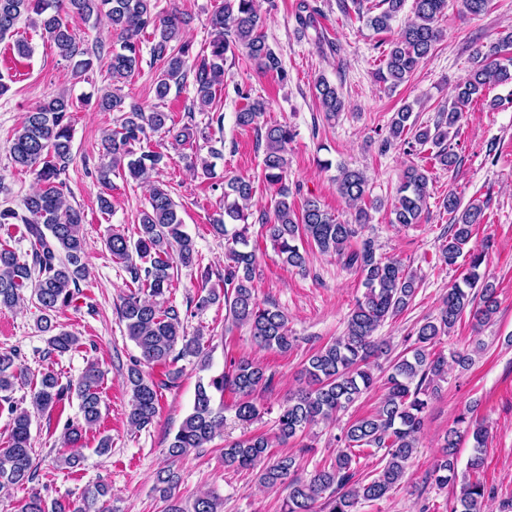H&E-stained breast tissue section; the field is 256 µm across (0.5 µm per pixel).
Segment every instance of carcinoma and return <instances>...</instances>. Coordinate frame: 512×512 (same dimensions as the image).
<instances>
[{"instance_id":"carcinoma-1","label":"carcinoma","mask_w":512,"mask_h":512,"mask_svg":"<svg viewBox=\"0 0 512 512\" xmlns=\"http://www.w3.org/2000/svg\"><path fill=\"white\" fill-rule=\"evenodd\" d=\"M406 0H382L386 8L375 15L358 13L365 25L376 32L392 28ZM156 0H0V38L15 31L24 20L38 29L54 45L58 54L71 67L72 75L80 77L92 69L94 62L108 56L107 69L112 86L100 90L96 106L104 112L121 113L118 127L104 134L103 156L108 164L98 171L99 180L109 182L110 174L121 170L134 181L147 180L159 170L163 154L132 149L149 134L164 132L174 146L193 144L197 137L208 139L206 131L192 123H177L167 112H149L137 103H126L122 84L142 62L139 37L152 29L151 62L161 66L154 87L155 97L165 99L175 85L192 84V105L204 111L210 107L217 89L224 84V62L227 54L242 50L264 73H274L280 81L287 80L282 60L268 44L263 31L264 18L256 0H222L208 18L211 39L209 55L188 64L192 44L183 39L187 19L172 11L165 16L155 12ZM413 16L401 25L397 37L388 43L385 67L379 79L396 88L406 82L429 57L442 31L438 19L448 10V0H413ZM77 14L104 23L115 41L112 49L83 48L68 16ZM319 10L299 0L295 20L297 31L305 34L316 28ZM512 32L498 38L486 48L475 50L476 65L456 85L454 101L448 112H440L434 126H421L412 119V108L402 107L392 117L389 138L399 140L409 150L430 144L437 148L434 159L444 169L459 162L454 147L448 144L450 134H458L463 109L485 95L487 89L499 84H512ZM315 96L327 118H334L344 108L336 85L321 78L314 85ZM245 107L236 113L241 127L258 126V118L266 110V101L245 93ZM76 104L70 94L62 91L46 99L23 117L14 130L9 155L12 163L35 176L38 190L22 200V209L0 208V225L22 224L30 242L25 256L0 245V308H13L25 300L23 290L31 289L41 311L39 328L48 334L50 350L66 353L78 346L77 336L58 329L56 313L72 305L79 294V283L89 275L80 210L68 204L61 178L72 161V112ZM295 133L288 124L280 123L257 131V142L264 144L263 171L265 180L274 188L273 222L261 218L270 240L277 247L283 262L304 269L307 253L296 244L306 237L320 252L334 254L345 268L362 277L365 292L350 312L344 335L315 352L305 367L308 386L290 396L280 407L275 420L274 436L251 434L224 443V467L233 470H258V480L266 487L288 485V498L283 512H358L363 501L383 498L405 476L423 423L429 400L437 392L439 382L447 374L448 358L434 347L441 337L450 333L464 314L475 326L488 323L497 310L496 288L480 268L486 260L483 249L464 250L472 238L475 225L484 219V207L471 203L462 206L460 197L448 192L442 207L450 215L448 240L440 249V259L448 266L456 265L462 255L468 256V267L462 280L448 289L437 317L422 323L409 337L404 353L388 366L387 392L376 412L358 418L344 429L339 441L344 449L334 460L315 470L307 479L297 477L296 459L292 455L271 454L273 443L286 444L312 426L333 419L348 409L364 393L371 390L376 379L371 370L374 360L387 355L388 349L374 338V332L387 318L406 311L415 299L419 282L396 259L376 256L372 241L352 247L357 236L356 225L367 224L370 215L360 207L355 223L344 224L328 213L314 199L305 201L296 212L288 183V145ZM336 183L340 194L356 204L367 194L364 172L345 165L337 166ZM428 171L411 164L404 170L392 203L394 224L419 222L429 198ZM253 196L250 180L242 176L224 179V212L214 219L213 227L224 235L229 248L224 264V288L209 289L198 294L194 308L203 311L220 301L228 318L237 325L249 327L256 344L268 350L286 353L292 348L288 334V318L274 303H260L255 297L253 279L256 254L249 249L246 236L248 208ZM112 256L126 263L131 283L137 289L121 298L119 314L140 357L128 368L127 382L131 391L129 422L145 428L157 415L161 390L177 385L181 370L174 367L180 360L196 358L207 366L203 336H190L177 307L164 306L166 293L172 287L174 264L190 267L195 264V242L184 230L182 219L166 185L151 187L148 207L141 212L137 239L130 242L115 233L106 240ZM137 255L142 264L133 262ZM17 351L0 353V401L8 404L11 431L7 446L0 448V492L9 491L34 481L31 446L32 411L50 413L65 404L69 394L79 400L80 419L66 420L62 449L56 464L66 468L78 466L82 459L81 441L88 431L102 420L101 385L103 373L91 362L76 384L62 386L52 372L41 375L31 390V408L20 406L11 394L28 384L27 375ZM165 368L164 379L156 381L140 369V364ZM275 373L245 358L231 359L227 371L208 380H199L191 412L181 423L168 445L169 456L177 460L192 449L204 448L224 429V405H215V394L229 392L235 396L236 417L245 422L260 419V410L251 399L259 389L274 386ZM471 432L473 452L464 473H458L457 432H448L441 453L429 479L443 487L460 481V492L451 512H480L484 501L494 496V488L479 474L484 466L487 431L478 424ZM383 451L384 465L379 474L364 481L354 480V451ZM179 474L172 467L158 472L154 492L166 503L165 512H220L222 505L215 492L197 497L191 507L183 505L178 496ZM109 489L97 484L77 499L47 502L33 493L20 512H104L100 500Z\"/></svg>"}]
</instances>
